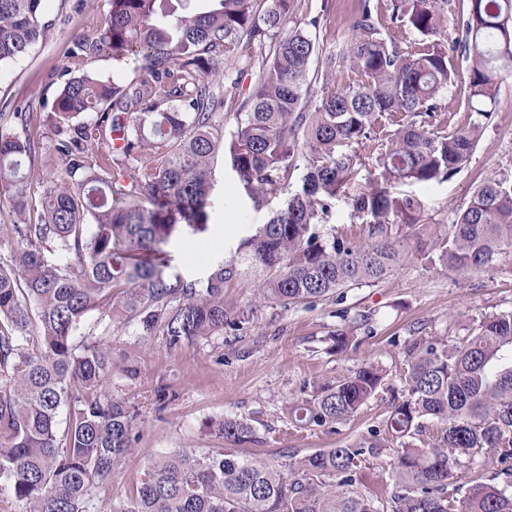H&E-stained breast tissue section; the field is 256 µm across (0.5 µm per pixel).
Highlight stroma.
<instances>
[{"mask_svg": "<svg viewBox=\"0 0 512 512\" xmlns=\"http://www.w3.org/2000/svg\"><path fill=\"white\" fill-rule=\"evenodd\" d=\"M105 10V0H46L45 39L24 58L0 64V113L30 101L53 100L74 35L98 25ZM505 170L512 171V82L503 85L472 158L456 175L428 187H394V194L422 200L425 210L417 236L404 241L408 259L393 276L343 289L337 298L286 307L260 301L253 276L238 275L224 287L225 304L242 316L238 327L182 349L169 348L158 336H137L134 326L114 321L105 338L112 347V391L133 405L138 417L134 449L112 476V501L125 500L159 454L221 447L217 429L228 417L251 424L257 448L275 465L288 452L304 454L369 438L401 388L407 341L420 334L452 340L476 318L512 310V252L468 280L420 254L447 232L456 208L476 186ZM284 200V195L272 196L262 209H254L235 172L217 164L209 214L224 236H196V253L171 249L172 269L188 278H205ZM342 324L350 327L351 341L336 354L329 336ZM129 363L137 368L132 379L123 372ZM366 363L381 365L387 377L377 396L353 418L332 429L292 424L289 405L311 399L321 386L347 378ZM358 487L372 496L390 495L392 456L367 458Z\"/></svg>", "mask_w": 512, "mask_h": 512, "instance_id": "stroma-1", "label": "stroma"}]
</instances>
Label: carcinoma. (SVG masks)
Instances as JSON below:
<instances>
[{
	"label": "carcinoma",
	"instance_id": "obj_1",
	"mask_svg": "<svg viewBox=\"0 0 512 512\" xmlns=\"http://www.w3.org/2000/svg\"><path fill=\"white\" fill-rule=\"evenodd\" d=\"M191 2L107 0L100 25L75 34L52 103L10 121L0 114V192L11 203L10 223H0L11 243L10 262H0V482L29 512H94L136 439L135 414L112 395V348L75 340L91 311L115 306L139 335L177 349L238 325L224 284L243 266L266 273L260 298L285 306L387 278L408 258L393 226L418 223L422 210L392 188L450 179L481 135L478 120L448 130L441 99L459 60V106L478 116L512 78V0H469L452 40L448 0H355L349 38L327 53L320 32L336 0ZM43 9L44 0H0V64L44 39ZM105 52L131 76L90 70ZM246 71L254 82L241 94ZM219 157L254 209L287 197L205 278L172 274L171 239L208 229ZM366 159L380 177L353 193L351 173ZM39 168L62 178L37 195ZM343 198L369 241L319 230ZM46 250L66 261L45 264ZM432 251L428 261L458 277L512 252V173L481 182ZM403 355L404 400L369 439L293 453L285 474L242 449L255 439L251 424L226 418L224 447L159 456L111 512H512V310L475 320L450 344L416 336ZM385 377L366 364L292 406L291 421L341 424ZM429 419L446 428L427 444ZM387 451L394 491H358L363 461ZM477 457L494 471L464 493L450 487L452 470Z\"/></svg>",
	"mask_w": 512,
	"mask_h": 512
}]
</instances>
